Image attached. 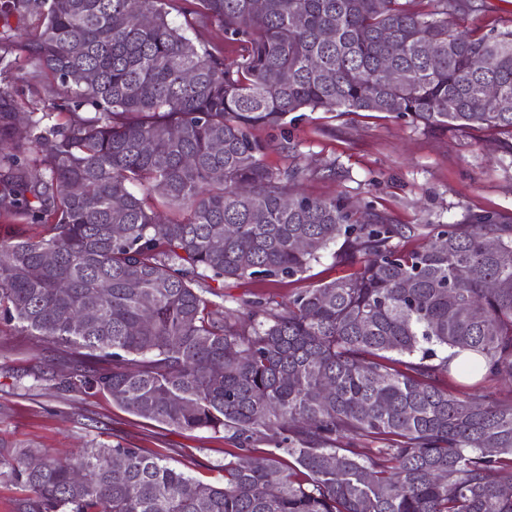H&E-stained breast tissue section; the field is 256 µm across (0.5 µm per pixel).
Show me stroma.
I'll return each mask as SVG.
<instances>
[{"label": "stroma", "mask_w": 512, "mask_h": 512, "mask_svg": "<svg viewBox=\"0 0 512 512\" xmlns=\"http://www.w3.org/2000/svg\"><path fill=\"white\" fill-rule=\"evenodd\" d=\"M255 135L268 145L270 167L312 171L299 192L339 198L358 210L369 206L395 224H453L486 211L512 217V139L493 129H426L384 112H307L284 128H259ZM349 272L328 250L299 276L225 280L224 305L242 312L249 301L285 300ZM62 372L53 345L0 329L1 440L53 457L91 442L162 448L173 465L189 466L199 480L222 478L224 452L231 447L223 434L166 428L124 412L108 395L63 390Z\"/></svg>", "instance_id": "stroma-1"}]
</instances>
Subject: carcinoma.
<instances>
[{"instance_id": "obj_1", "label": "carcinoma", "mask_w": 512, "mask_h": 512, "mask_svg": "<svg viewBox=\"0 0 512 512\" xmlns=\"http://www.w3.org/2000/svg\"><path fill=\"white\" fill-rule=\"evenodd\" d=\"M262 2L185 0L186 26L224 30L230 63L165 0L0 5L3 28L36 22L20 80L55 84L26 113L0 85V216L40 228L0 237V322L67 353L63 387L236 447L218 484L121 442L65 459L1 443L0 476L24 490L20 512H512V390L480 386L512 380V217L435 224L408 251L393 240L414 228L381 213L284 205L307 172L267 167L252 134L322 111L512 136V111L480 97L493 83L512 99V19L453 28L474 0ZM158 203L183 217L161 221ZM338 242L357 271L286 304L239 320L205 297L301 275ZM189 38L200 47L224 43V31L217 26H196L187 32Z\"/></svg>"}]
</instances>
